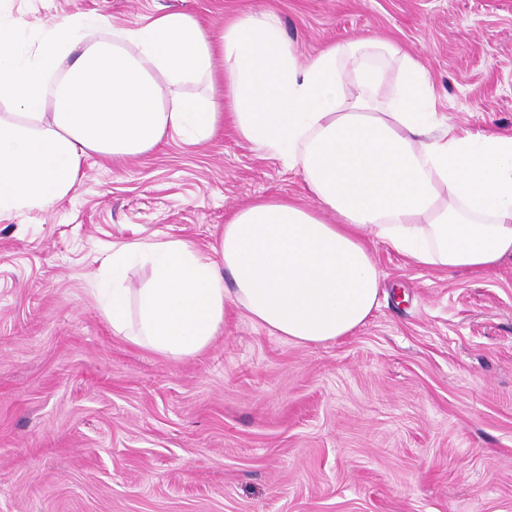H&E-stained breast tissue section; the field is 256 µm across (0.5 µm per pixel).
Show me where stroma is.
Here are the masks:
<instances>
[{
    "label": "stroma",
    "instance_id": "1",
    "mask_svg": "<svg viewBox=\"0 0 512 512\" xmlns=\"http://www.w3.org/2000/svg\"><path fill=\"white\" fill-rule=\"evenodd\" d=\"M270 10L301 59L391 40L439 115L512 133V0H0L35 40L73 16L100 39ZM82 172L52 208L0 219V512H512L511 259L448 272L376 242L380 305L352 335L300 346L231 304L207 349L164 359L100 308L113 243L206 252L254 199H313L229 124Z\"/></svg>",
    "mask_w": 512,
    "mask_h": 512
}]
</instances>
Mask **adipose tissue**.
<instances>
[{
    "instance_id": "ef3b65f1",
    "label": "adipose tissue",
    "mask_w": 512,
    "mask_h": 512,
    "mask_svg": "<svg viewBox=\"0 0 512 512\" xmlns=\"http://www.w3.org/2000/svg\"><path fill=\"white\" fill-rule=\"evenodd\" d=\"M88 17L53 23L38 46L0 18V217L68 196L89 154H144L170 135L208 141L232 123L301 172L315 206L266 198L237 209L213 256L182 239L112 246L99 301L116 334L180 360L206 349L227 301L300 345L351 335L379 305L370 251L484 272L512 259V135L440 121L428 72L393 44L399 89L380 102L369 42L300 61L277 16L245 13L214 32L184 12L91 40ZM205 84L198 96L182 84ZM334 214L335 222L324 219ZM151 267L145 287L129 264Z\"/></svg>"
}]
</instances>
